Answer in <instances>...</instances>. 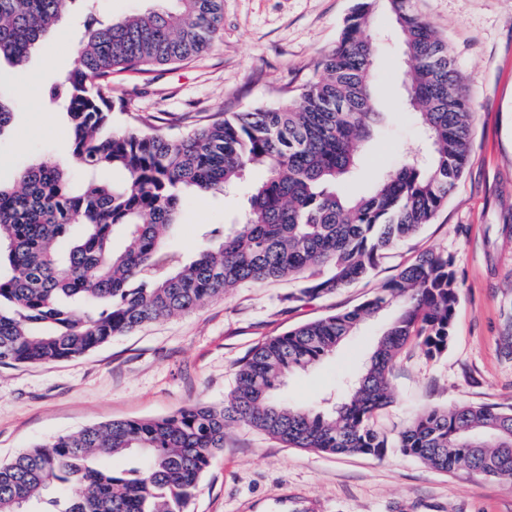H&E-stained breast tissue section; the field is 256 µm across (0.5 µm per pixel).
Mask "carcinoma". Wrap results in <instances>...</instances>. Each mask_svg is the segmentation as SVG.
I'll list each match as a JSON object with an SVG mask.
<instances>
[{"label": "carcinoma", "instance_id": "carcinoma-1", "mask_svg": "<svg viewBox=\"0 0 512 512\" xmlns=\"http://www.w3.org/2000/svg\"><path fill=\"white\" fill-rule=\"evenodd\" d=\"M73 0H0V60L26 62ZM87 26L75 67L51 88L69 120L70 156L83 177L42 159L0 183V364L82 356L162 318L214 301L240 284L301 280L315 299L371 275L380 260L431 223L462 177L472 107L448 40L413 0H355L334 48L290 104L258 105L169 137L112 128V74L187 61L208 48L223 0H175ZM395 17L427 156L406 160L361 195L336 189L361 164L380 123L374 106L370 19L380 3ZM0 76V135L14 112ZM263 176L245 184L248 172ZM119 170L120 183L100 173ZM245 190L234 221L207 225L190 261L169 246L190 194ZM122 244L114 245L115 237ZM460 286L455 259L427 253L399 269L360 305L301 324L257 346L238 367L230 398L158 418L113 420L35 444L0 464V512H185L224 429L243 424L289 448L381 459L394 448L428 468L512 484V407H424L394 440L377 412L393 400L389 371L418 344L448 349ZM392 312L347 398L290 407L275 391L290 373L331 355L366 318ZM137 456L132 468L103 460ZM72 486L77 492L65 495Z\"/></svg>", "mask_w": 512, "mask_h": 512}]
</instances>
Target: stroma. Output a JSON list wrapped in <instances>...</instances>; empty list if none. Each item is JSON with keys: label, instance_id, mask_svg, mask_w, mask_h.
Listing matches in <instances>:
<instances>
[{"label": "stroma", "instance_id": "stroma-1", "mask_svg": "<svg viewBox=\"0 0 512 512\" xmlns=\"http://www.w3.org/2000/svg\"><path fill=\"white\" fill-rule=\"evenodd\" d=\"M354 0H224V26L200 56L150 71L112 76L127 106L117 128L148 120L171 135L222 112L285 103L338 41ZM171 0H95L73 5L52 26L24 69L4 67L21 90L10 130L0 136V182L13 183L32 160L70 158L68 128L47 103L56 74L73 69L77 37L88 18L115 22L171 8ZM418 7L452 45L473 105L469 161L432 224L403 242L370 277L330 295L297 300V282L267 281L230 289L194 311L117 336L63 362L0 366V461L20 449L86 426L155 418L202 402L220 404L234 387L239 361L270 337L354 308L426 251L455 258L461 293L452 341L430 358L408 347L393 365L391 404L377 417L389 430L417 410L459 404L512 406V0H419ZM394 20L377 9L375 98L383 121L363 142L349 194L423 152L407 105V71ZM243 193L192 198L173 239L192 256L207 224L231 223ZM386 316L366 319L334 355L291 375L278 391L294 407L340 397L361 370ZM512 512V486L460 472L442 473L389 450L380 459L287 448L243 425L225 430L224 449L201 477L188 512Z\"/></svg>", "mask_w": 512, "mask_h": 512}]
</instances>
